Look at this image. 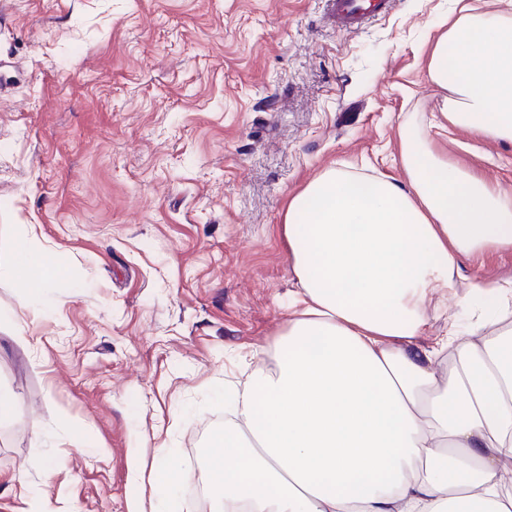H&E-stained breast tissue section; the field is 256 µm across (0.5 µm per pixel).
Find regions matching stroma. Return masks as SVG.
Returning <instances> with one entry per match:
<instances>
[{
  "label": "stroma",
  "instance_id": "stroma-1",
  "mask_svg": "<svg viewBox=\"0 0 512 512\" xmlns=\"http://www.w3.org/2000/svg\"><path fill=\"white\" fill-rule=\"evenodd\" d=\"M457 0H395L358 30L329 0H0V263L39 239L36 301L0 275V512H171L235 390L274 365L298 288L288 201L340 166L402 177ZM450 159L512 195V144L452 128ZM424 304L432 345L472 278ZM28 336L32 349L16 343Z\"/></svg>",
  "mask_w": 512,
  "mask_h": 512
}]
</instances>
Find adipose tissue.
<instances>
[{
	"label": "adipose tissue",
	"instance_id": "adipose-tissue-1",
	"mask_svg": "<svg viewBox=\"0 0 512 512\" xmlns=\"http://www.w3.org/2000/svg\"><path fill=\"white\" fill-rule=\"evenodd\" d=\"M493 4L448 21L427 73L449 125L512 142V0ZM400 144L404 179L336 168L290 198L300 293L209 439L214 512H512V286L472 281L464 304L492 315L415 343L462 259L512 252V197L434 138Z\"/></svg>",
	"mask_w": 512,
	"mask_h": 512
}]
</instances>
